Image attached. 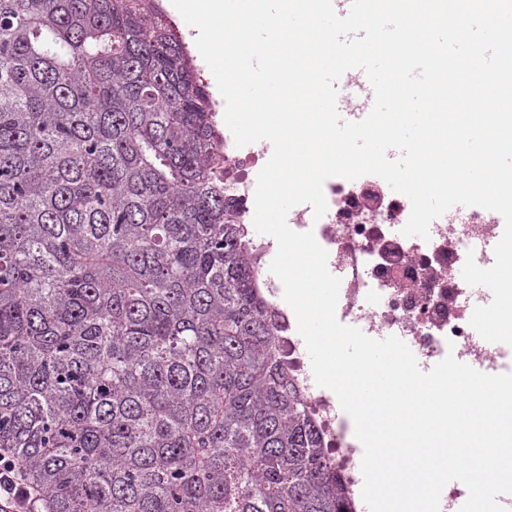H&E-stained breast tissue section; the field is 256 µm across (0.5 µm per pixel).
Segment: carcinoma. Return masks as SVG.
<instances>
[{
  "mask_svg": "<svg viewBox=\"0 0 512 512\" xmlns=\"http://www.w3.org/2000/svg\"><path fill=\"white\" fill-rule=\"evenodd\" d=\"M155 0H0V448L49 512H352Z\"/></svg>",
  "mask_w": 512,
  "mask_h": 512,
  "instance_id": "obj_1",
  "label": "carcinoma"
}]
</instances>
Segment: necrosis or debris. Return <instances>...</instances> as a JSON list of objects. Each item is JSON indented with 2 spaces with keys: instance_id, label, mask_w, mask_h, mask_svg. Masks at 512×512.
I'll list each match as a JSON object with an SVG mask.
<instances>
[{
  "instance_id": "obj_1",
  "label": "necrosis or debris",
  "mask_w": 512,
  "mask_h": 512,
  "mask_svg": "<svg viewBox=\"0 0 512 512\" xmlns=\"http://www.w3.org/2000/svg\"><path fill=\"white\" fill-rule=\"evenodd\" d=\"M268 149L263 140L240 148L232 133L224 135V189L239 203L246 224L253 220L257 175ZM323 192L326 213L317 218L312 207H297L289 226L313 231L328 253L329 271L341 275L336 309L340 323L372 338L399 337L424 370L451 354L471 366L512 373V347L475 336L470 310L479 301L459 274L466 258L484 265L475 244L484 236L501 237L503 218H490L481 207L468 215L451 213L431 225L424 240L402 235L410 201L388 198L386 183L378 176L353 181L332 177ZM278 319L286 330L284 343L296 384L323 430L324 446L344 477L347 497L357 501L361 487L352 452L355 434L336 395L316 385L294 312L279 310Z\"/></svg>"
}]
</instances>
